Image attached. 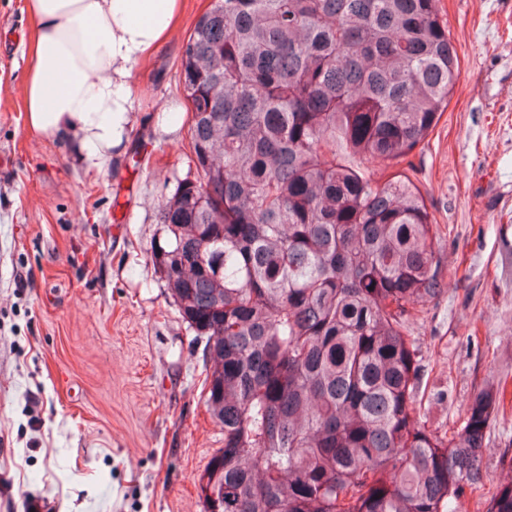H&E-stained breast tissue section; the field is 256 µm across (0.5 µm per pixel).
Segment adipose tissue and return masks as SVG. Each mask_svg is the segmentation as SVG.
<instances>
[{
  "label": "adipose tissue",
  "instance_id": "1",
  "mask_svg": "<svg viewBox=\"0 0 512 512\" xmlns=\"http://www.w3.org/2000/svg\"><path fill=\"white\" fill-rule=\"evenodd\" d=\"M179 8V0H27L38 21L28 129L71 138L88 167L103 168L129 122L130 68L170 36Z\"/></svg>",
  "mask_w": 512,
  "mask_h": 512
}]
</instances>
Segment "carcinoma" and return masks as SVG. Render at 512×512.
<instances>
[{"instance_id":"obj_1","label":"carcinoma","mask_w":512,"mask_h":512,"mask_svg":"<svg viewBox=\"0 0 512 512\" xmlns=\"http://www.w3.org/2000/svg\"><path fill=\"white\" fill-rule=\"evenodd\" d=\"M179 61L196 177L152 263L224 432L202 512H512L481 467L498 387L428 430L410 336L446 286L409 175L459 76L437 0H212Z\"/></svg>"}]
</instances>
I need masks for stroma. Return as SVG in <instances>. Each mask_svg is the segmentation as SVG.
<instances>
[{"label": "stroma", "mask_w": 512, "mask_h": 512, "mask_svg": "<svg viewBox=\"0 0 512 512\" xmlns=\"http://www.w3.org/2000/svg\"><path fill=\"white\" fill-rule=\"evenodd\" d=\"M211 0H180L170 38L133 63L121 145L102 170L26 128L37 21L0 0V512H202L224 436L197 385L202 353L151 261L161 202L194 177L179 52ZM460 73L412 155L448 285L412 327L429 430L504 390L483 466L512 456V0H439Z\"/></svg>", "instance_id": "stroma-1"}]
</instances>
